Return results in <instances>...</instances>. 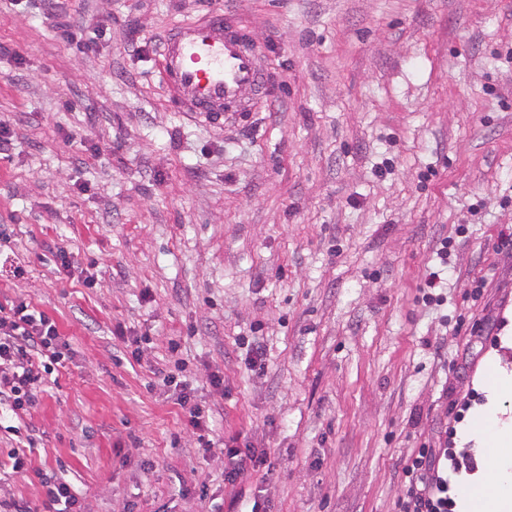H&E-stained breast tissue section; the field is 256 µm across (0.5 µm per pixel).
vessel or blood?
<instances>
[{
  "label": "vessel or blood",
  "instance_id": "b4317fda",
  "mask_svg": "<svg viewBox=\"0 0 512 512\" xmlns=\"http://www.w3.org/2000/svg\"><path fill=\"white\" fill-rule=\"evenodd\" d=\"M157 56L167 95L209 122L266 84L246 28L225 21L220 10L206 20L173 26L161 38Z\"/></svg>",
  "mask_w": 512,
  "mask_h": 512
}]
</instances>
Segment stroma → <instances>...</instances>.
I'll return each mask as SVG.
<instances>
[{"instance_id":"obj_1","label":"stroma","mask_w":512,"mask_h":512,"mask_svg":"<svg viewBox=\"0 0 512 512\" xmlns=\"http://www.w3.org/2000/svg\"><path fill=\"white\" fill-rule=\"evenodd\" d=\"M217 8L268 85L208 124L154 47ZM0 125V306L70 346L0 430L30 512L43 474L85 512H395L415 449L489 404V359L512 372V0H0ZM246 447L262 467L236 470ZM186 386L182 387L180 396V406L185 411L187 422L194 431H204L208 429L209 414L197 403H191V394L188 393Z\"/></svg>"}]
</instances>
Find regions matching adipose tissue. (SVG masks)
<instances>
[{
    "mask_svg": "<svg viewBox=\"0 0 512 512\" xmlns=\"http://www.w3.org/2000/svg\"><path fill=\"white\" fill-rule=\"evenodd\" d=\"M462 437L485 445L498 476L487 482L475 480L460 499L461 512H512V459L500 454L501 449L512 447V420L488 407L469 423Z\"/></svg>",
    "mask_w": 512,
    "mask_h": 512,
    "instance_id": "obj_1",
    "label": "adipose tissue"
}]
</instances>
